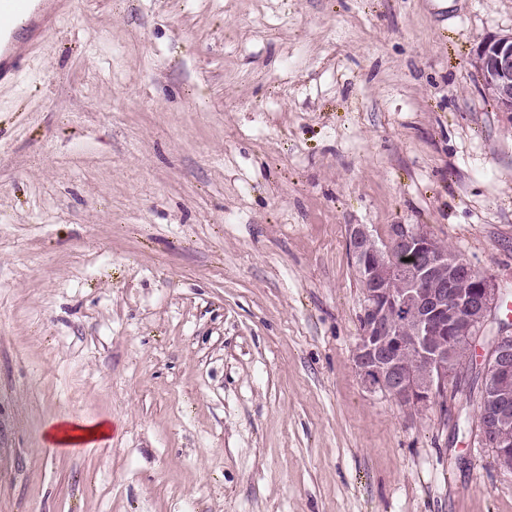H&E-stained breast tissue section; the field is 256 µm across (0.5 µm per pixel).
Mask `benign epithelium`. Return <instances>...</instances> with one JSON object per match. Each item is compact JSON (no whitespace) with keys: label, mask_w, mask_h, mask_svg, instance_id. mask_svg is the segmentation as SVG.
Wrapping results in <instances>:
<instances>
[{"label":"benign epithelium","mask_w":512,"mask_h":512,"mask_svg":"<svg viewBox=\"0 0 512 512\" xmlns=\"http://www.w3.org/2000/svg\"><path fill=\"white\" fill-rule=\"evenodd\" d=\"M485 92L503 112H512V34L489 35L477 48ZM349 252L363 294L354 362L364 386L420 415L436 404L448 380L463 384L469 359L448 363V339L471 341L498 304L489 277L473 279L472 264L433 237L422 224H393L380 244L365 224L347 230ZM415 254L417 264L395 260ZM493 385L476 417L480 443L495 463L512 471V441L503 427L512 414V333H498L486 354Z\"/></svg>","instance_id":"obj_1"}]
</instances>
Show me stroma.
<instances>
[{
  "label": "stroma",
  "instance_id": "obj_1",
  "mask_svg": "<svg viewBox=\"0 0 512 512\" xmlns=\"http://www.w3.org/2000/svg\"><path fill=\"white\" fill-rule=\"evenodd\" d=\"M512 0H78L0 83V512H512L477 399L356 372L347 227L512 293ZM65 423L106 436L57 443ZM476 55L485 92L502 112H512V34L485 37Z\"/></svg>",
  "mask_w": 512,
  "mask_h": 512
}]
</instances>
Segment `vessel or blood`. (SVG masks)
Listing matches in <instances>:
<instances>
[{"mask_svg": "<svg viewBox=\"0 0 512 512\" xmlns=\"http://www.w3.org/2000/svg\"><path fill=\"white\" fill-rule=\"evenodd\" d=\"M72 0H0V83L7 81L22 63L13 39L19 24H27L30 43H37Z\"/></svg>", "mask_w": 512, "mask_h": 512, "instance_id": "b4317fda", "label": "vessel or blood"}]
</instances>
